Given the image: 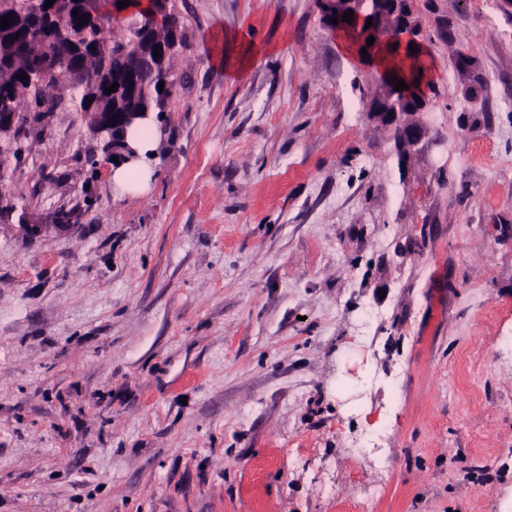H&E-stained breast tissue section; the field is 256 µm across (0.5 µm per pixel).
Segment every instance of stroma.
<instances>
[{"mask_svg": "<svg viewBox=\"0 0 512 512\" xmlns=\"http://www.w3.org/2000/svg\"><path fill=\"white\" fill-rule=\"evenodd\" d=\"M171 138L120 188L81 113L0 166V512H512V0H414L401 173L318 0H170ZM260 52L240 77L216 27ZM478 61L469 94L456 54ZM386 421L380 455L349 450ZM237 40L234 33L219 31L215 35V42L217 44V51L214 56L215 64L224 70L229 76H238L243 69H245L252 62L255 54L259 51L251 52L248 56H244L238 61L235 66H231L224 57V43H231ZM433 111L425 90L414 89L390 92V86L380 90V94L370 101V117L381 126L399 129L401 137L396 141V149L401 168L408 166L419 144L430 133L425 116ZM80 210V204L75 203L74 206H72L66 213L69 214L73 219V224H60L61 222L58 221L54 216L55 210L49 212L45 218L40 219L39 221L36 222L27 219L26 224H20V221L25 215V212L20 213L18 217L15 216V219L18 220L19 226L22 228L25 234L35 236L53 229L67 230L73 227L75 224L78 223ZM78 211L79 213H77Z\"/></svg>", "mask_w": 512, "mask_h": 512, "instance_id": "stroma-1", "label": "stroma"}]
</instances>
